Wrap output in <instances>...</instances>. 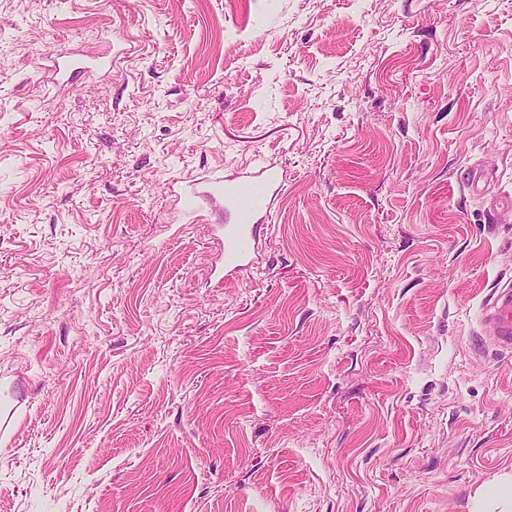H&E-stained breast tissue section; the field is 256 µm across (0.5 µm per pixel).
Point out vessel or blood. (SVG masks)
<instances>
[{"mask_svg": "<svg viewBox=\"0 0 512 512\" xmlns=\"http://www.w3.org/2000/svg\"><path fill=\"white\" fill-rule=\"evenodd\" d=\"M283 189L273 165L258 162L252 170L230 178L207 180L204 191L190 190L181 201L187 212L197 210L199 196L218 198L232 221L223 225L224 234L219 280H227L247 272L259 240V221L271 210L272 201ZM482 320L493 334L491 345L512 349V289H499L482 307Z\"/></svg>", "mask_w": 512, "mask_h": 512, "instance_id": "vessel-or-blood-1", "label": "vessel or blood"}]
</instances>
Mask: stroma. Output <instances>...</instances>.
Returning <instances> with one entry per match:
<instances>
[{
  "label": "stroma",
  "instance_id": "obj_1",
  "mask_svg": "<svg viewBox=\"0 0 512 512\" xmlns=\"http://www.w3.org/2000/svg\"><path fill=\"white\" fill-rule=\"evenodd\" d=\"M257 158L220 285L169 187ZM509 285L512 0H0V512H471ZM283 185L272 164L255 162L252 170L230 178L207 180L205 190H190L180 197L184 209L197 211V198L202 196L224 200V210L233 217L230 224H218L223 231L224 242L221 267L214 268L218 281L236 277L250 269L251 257L255 253L259 230L264 224L260 219L270 213L272 201ZM482 321L493 330L490 344L512 349V289H499L482 307Z\"/></svg>",
  "mask_w": 512,
  "mask_h": 512
}]
</instances>
